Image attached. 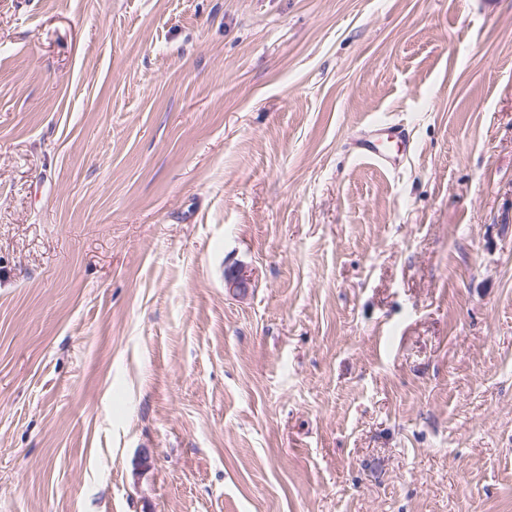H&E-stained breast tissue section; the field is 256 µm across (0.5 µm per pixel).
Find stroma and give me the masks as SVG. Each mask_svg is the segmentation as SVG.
Segmentation results:
<instances>
[{
    "instance_id": "35a3bbf8",
    "label": "stroma",
    "mask_w": 512,
    "mask_h": 512,
    "mask_svg": "<svg viewBox=\"0 0 512 512\" xmlns=\"http://www.w3.org/2000/svg\"><path fill=\"white\" fill-rule=\"evenodd\" d=\"M0 512H512V0H0ZM371 133L373 135L383 134L384 137L377 141H373L370 137L360 138L354 143L355 151L358 155L375 161L387 170L397 169L406 153L408 135L405 127L402 124L383 123L376 125ZM391 140L404 145L402 152L398 151L396 155H393L383 149L384 143Z\"/></svg>"
}]
</instances>
